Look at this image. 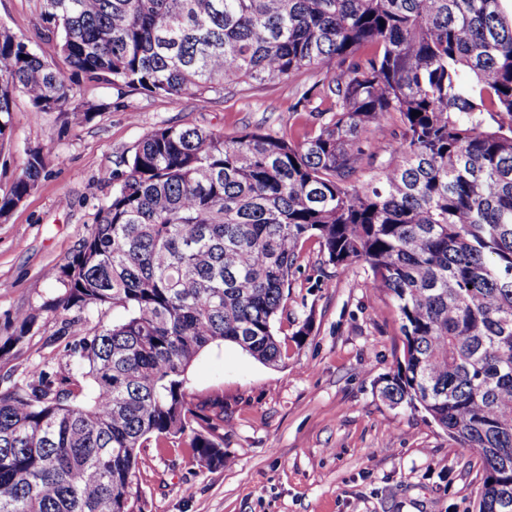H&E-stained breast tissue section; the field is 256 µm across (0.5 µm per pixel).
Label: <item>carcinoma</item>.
<instances>
[{
	"label": "carcinoma",
	"instance_id": "carcinoma-1",
	"mask_svg": "<svg viewBox=\"0 0 512 512\" xmlns=\"http://www.w3.org/2000/svg\"><path fill=\"white\" fill-rule=\"evenodd\" d=\"M36 36L0 26V149L12 100L72 126L84 81L204 97L320 71L314 128L225 137L191 124L144 134L97 221L53 272L75 310L58 334L75 366L0 385V512H129L150 438L190 434L224 466V400L187 371L224 342L283 356L274 328L300 247L365 267L394 303L403 358L381 379L475 451V512H512V12L504 0H39ZM421 115L414 116L412 111ZM402 128L374 166L366 131ZM374 175L360 181L365 171ZM46 174L28 149L5 217ZM124 312L89 325L92 306Z\"/></svg>",
	"mask_w": 512,
	"mask_h": 512
}]
</instances>
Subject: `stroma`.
Here are the masks:
<instances>
[{
	"instance_id": "obj_1",
	"label": "stroma",
	"mask_w": 512,
	"mask_h": 512,
	"mask_svg": "<svg viewBox=\"0 0 512 512\" xmlns=\"http://www.w3.org/2000/svg\"><path fill=\"white\" fill-rule=\"evenodd\" d=\"M318 80L304 70L284 82L242 84L203 98L152 96L82 83L76 104L92 121L65 124L13 98L11 140L0 151V195L26 148H41L47 175L0 218V376L64 370L61 317L50 305L63 288L48 275L79 250L111 194L104 172L154 127L190 123L225 136L259 128L300 134L313 118L292 106ZM35 314L14 344L17 313ZM308 321L302 342L292 334ZM397 311L362 266L328 265L308 240L275 322L283 359L271 367L232 344L206 350L188 371L198 398L224 399L228 467L211 469L184 443L149 442L132 476L135 512H472L481 479L474 451L459 447L424 412L394 408L379 393L403 351Z\"/></svg>"
}]
</instances>
